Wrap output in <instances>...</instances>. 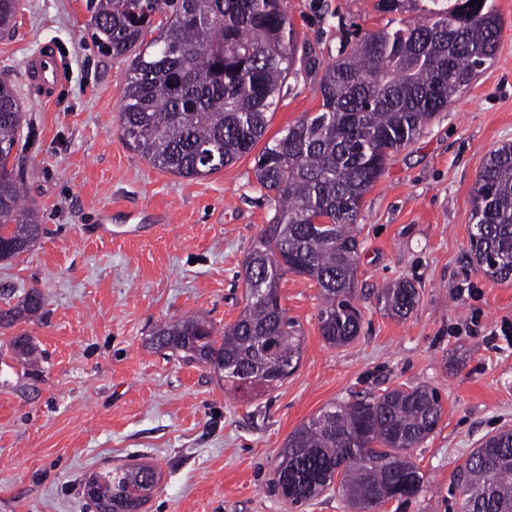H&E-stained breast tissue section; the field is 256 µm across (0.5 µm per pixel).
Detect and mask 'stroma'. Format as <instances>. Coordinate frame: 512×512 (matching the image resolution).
<instances>
[{"label":"stroma","mask_w":512,"mask_h":512,"mask_svg":"<svg viewBox=\"0 0 512 512\" xmlns=\"http://www.w3.org/2000/svg\"><path fill=\"white\" fill-rule=\"evenodd\" d=\"M500 49L471 86L410 146L394 152L357 223L363 320L350 345L321 336L318 290L284 274L281 305L304 336L297 371L266 392H233L210 366L150 343L169 321L217 329L245 303L244 259L275 205L255 180V153L183 178L130 150L119 112L130 57L103 55L85 0H21L0 37V74L26 114L15 148L23 190L47 232L0 262V310L31 289L44 307L0 326V512H95L84 485L98 471L144 463L158 474L141 512H347L329 489L293 507L270 486L288 435L331 403L400 385L437 390L443 416L417 448L419 497L379 512H461L455 470L484 437L512 429V282L477 271L469 254L472 190L488 155L512 144V0ZM302 65L288 77L264 138L321 103L324 66L391 16L376 0H286ZM64 47L67 78L48 101L22 77L45 43ZM415 283L404 319L376 294ZM472 292H465V285ZM32 336L36 368L10 341Z\"/></svg>","instance_id":"1"}]
</instances>
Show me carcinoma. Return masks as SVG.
Instances as JSON below:
<instances>
[{
  "label": "carcinoma",
  "mask_w": 512,
  "mask_h": 512,
  "mask_svg": "<svg viewBox=\"0 0 512 512\" xmlns=\"http://www.w3.org/2000/svg\"><path fill=\"white\" fill-rule=\"evenodd\" d=\"M418 0H377L401 15L395 27L365 33L356 47L328 63L319 83L318 112L265 144L256 160L258 185L274 193L275 214L243 265L246 303L217 334L203 318L168 322L151 345L224 372L235 389L280 386L298 368L303 336L282 308L286 272L319 289L324 341L355 340L359 241L364 195L383 176L391 153L416 141L433 117L471 85L497 55L504 22L482 0H426L425 18L402 17ZM91 39L110 56L134 53L122 96L120 127L128 147L171 174L202 178L250 152L264 136L268 113L295 74L296 37L283 0H86ZM19 0H0V34L15 26ZM166 22L147 42L154 16ZM25 121L11 80L0 75V261L28 250L44 233L34 205L24 203L22 172L11 155ZM212 145L218 166L204 162ZM470 253L494 281L512 280V145L494 150L473 188ZM420 299L402 280L376 300L405 318ZM43 308L29 291L22 305L0 311L15 322ZM272 345L267 355L261 346ZM15 356L32 364L30 337L11 340ZM439 393L426 386L385 389L333 403L289 436L271 484L292 506L336 489L344 507L374 512L392 499L422 491L424 476L405 452L437 428ZM463 512H512V430L485 438L458 470ZM157 482L153 468L135 464L99 472L85 488L97 512H140Z\"/></svg>",
  "instance_id": "carcinoma-1"
}]
</instances>
